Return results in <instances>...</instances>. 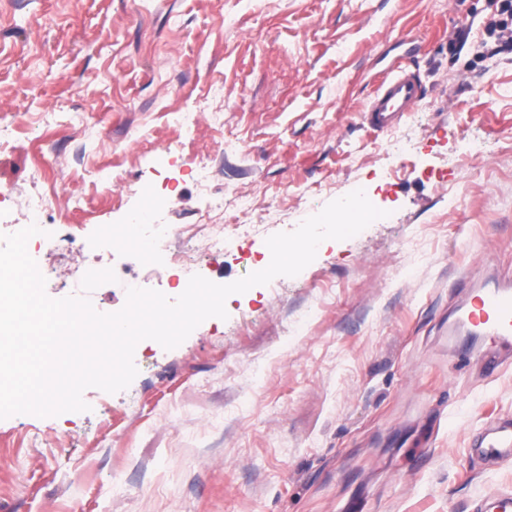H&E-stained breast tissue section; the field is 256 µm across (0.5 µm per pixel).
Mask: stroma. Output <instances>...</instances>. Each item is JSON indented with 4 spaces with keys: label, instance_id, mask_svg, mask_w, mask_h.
I'll list each match as a JSON object with an SVG mask.
<instances>
[{
    "label": "stroma",
    "instance_id": "obj_1",
    "mask_svg": "<svg viewBox=\"0 0 512 512\" xmlns=\"http://www.w3.org/2000/svg\"><path fill=\"white\" fill-rule=\"evenodd\" d=\"M489 0H0V226L53 211L28 252L45 291L123 308L179 296L170 267L99 227L180 184L166 224L203 214L293 231L368 188L384 218L323 241L297 276L230 295L178 347L141 341L138 374L89 409L0 419V512H474L512 462L473 438L512 416L451 324L468 291L512 279V55L485 54ZM464 48H456L460 30ZM405 60L424 99L389 132L362 109ZM415 150L399 153L396 137ZM205 160L208 189L189 180ZM222 210H214L215 202ZM79 249L58 254L68 225Z\"/></svg>",
    "mask_w": 512,
    "mask_h": 512
}]
</instances>
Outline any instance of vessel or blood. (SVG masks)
I'll list each match as a JSON object with an SVG mask.
<instances>
[{
    "mask_svg": "<svg viewBox=\"0 0 512 512\" xmlns=\"http://www.w3.org/2000/svg\"><path fill=\"white\" fill-rule=\"evenodd\" d=\"M423 96L424 85L419 77L400 64H392L366 104V119L376 129H388L403 113L412 111ZM463 322L471 331L491 336L495 347L486 351L484 358L487 370H495L501 351L512 348V284L497 282L473 289ZM484 445L493 459L511 461L512 417L500 420ZM475 512H512V493L497 492L480 499Z\"/></svg>",
    "mask_w": 512,
    "mask_h": 512,
    "instance_id": "b4317fda",
    "label": "vessel or blood"
}]
</instances>
